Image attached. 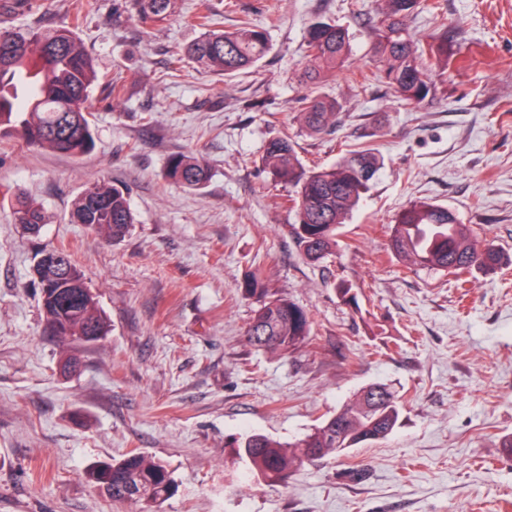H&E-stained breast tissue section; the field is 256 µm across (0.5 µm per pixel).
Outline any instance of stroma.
Returning <instances> with one entry per match:
<instances>
[{
	"label": "stroma",
	"instance_id": "obj_1",
	"mask_svg": "<svg viewBox=\"0 0 512 512\" xmlns=\"http://www.w3.org/2000/svg\"><path fill=\"white\" fill-rule=\"evenodd\" d=\"M410 16L433 92L408 105L377 75L369 22L383 0H211L224 28L252 19L269 50L227 78L169 61L201 38L199 0L147 27L124 0H98L77 36L97 62L95 146L74 157L0 136V194L40 204L39 235L0 210V512H131L85 472L135 451L164 463L175 489L159 512H512V0H434ZM74 0H0L20 30L63 26ZM334 22L351 37L347 61L318 86L340 105L328 135L295 119L307 88V30ZM365 82H358V75ZM121 99L105 105L109 82ZM288 135L302 162L330 166L342 150L378 148L382 168L311 262L291 233L288 188L261 165L266 142ZM204 159L197 190L168 183V159ZM126 186L136 222L120 241L72 223L92 184ZM448 207L506 257L451 275L407 269L390 247L410 203ZM66 247L110 332L90 344L50 336L33 269ZM260 271L271 296L312 320L285 355L251 346L256 308L243 297ZM351 288L356 304L344 301ZM79 371L63 374L68 357ZM384 383L401 405L385 439L306 464L270 486L235 462L231 438H303L365 386Z\"/></svg>",
	"mask_w": 512,
	"mask_h": 512
}]
</instances>
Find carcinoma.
I'll use <instances>...</instances> for the list:
<instances>
[{
	"mask_svg": "<svg viewBox=\"0 0 512 512\" xmlns=\"http://www.w3.org/2000/svg\"><path fill=\"white\" fill-rule=\"evenodd\" d=\"M143 25H157L175 11L177 0H128ZM421 0H385L373 25L377 38L382 78L388 87L412 105L432 92L425 80L422 56L408 37L405 18ZM97 0H78L71 22L58 28L27 31L0 30V134H12L27 145L49 147L81 156L93 147L88 115L94 107L96 74L92 55L76 36V29ZM218 13L206 3L195 16L205 34L173 56L170 68L177 70L187 56L214 72L230 76L252 68L268 49L267 32L248 19L227 31L217 27ZM308 65L303 80L316 86L325 74L343 64L350 51L346 28L318 21L307 32ZM310 132L321 135L336 128L339 105L317 91H310L296 115ZM261 164L275 182L293 188L289 202L295 212L292 235L301 254L316 262L336 246L340 224L370 188L381 161L373 148L348 151L330 167L309 168L299 159L295 143L287 137L270 139ZM167 177L188 189L200 187L207 167L198 157L183 153L169 158ZM10 204L15 219L32 234H39L48 216L38 205L0 195V205ZM76 224L96 228L106 238L119 241L135 222L129 191L106 183L87 188L71 213ZM391 245L411 265L460 276L473 270L492 271L501 261L500 252L480 243L447 207L418 201L401 210L392 226ZM62 255L70 269L63 280L46 275L39 280L41 308L48 332L62 340L82 338L97 342L110 328L84 275L64 248L44 250L41 255ZM243 295L258 303L247 330L251 346L285 354L309 336V318L293 302L268 298L262 279L251 276ZM400 416V405L383 385L364 388L342 411L324 419L303 439L284 445L262 434H251L225 444L251 473L267 483H285L306 463L347 448L386 438ZM85 478L99 486L115 502L160 505L174 489L166 466L142 454L130 453L115 463L88 469Z\"/></svg>",
	"mask_w": 512,
	"mask_h": 512,
	"instance_id": "carcinoma-1",
	"label": "carcinoma"
}]
</instances>
